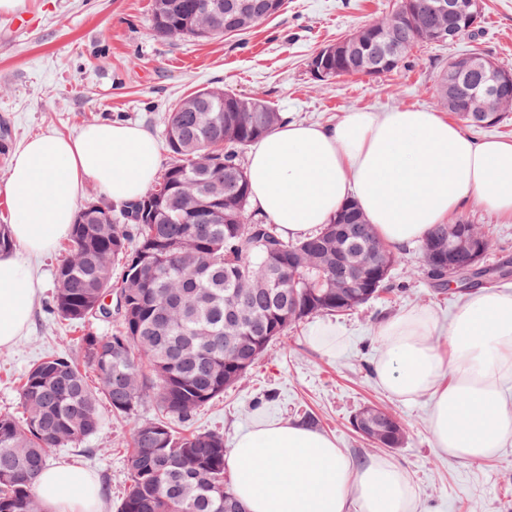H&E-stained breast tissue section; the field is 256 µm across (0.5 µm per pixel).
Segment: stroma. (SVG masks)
<instances>
[{"instance_id":"obj_1","label":"stroma","mask_w":512,"mask_h":512,"mask_svg":"<svg viewBox=\"0 0 512 512\" xmlns=\"http://www.w3.org/2000/svg\"><path fill=\"white\" fill-rule=\"evenodd\" d=\"M153 0H26L25 26L0 14V197L13 154L39 133L77 135L104 120L138 123L156 140L164 118L182 97L205 87L263 98L290 120L333 124L352 111L392 108L447 115L435 83L440 65L471 50L469 38L416 47L409 63L377 79L314 82L308 69L324 45L382 19L397 0H286L284 9L248 33L209 41L165 40L152 27ZM481 52L512 64V0H483ZM463 218L486 232V264L512 266V223L475 205ZM60 240L28 262L41 286L31 322L14 345L0 348V414L21 417L24 372L42 357L66 355L82 362L81 339L110 335L115 319L76 325L53 309L55 273L67 254ZM391 271L392 293L344 315L320 314L273 342L232 388L179 424V431L217 432L232 441L261 418L313 426L334 437L357 461L386 457L402 468L424 506L435 512H512V442L494 458L466 461L441 454L428 429L430 400L407 403L377 385L373 362L379 326L411 308L432 310L439 323L434 341L448 346V322L461 295L433 288L422 270L417 244L402 249ZM323 325L336 328L341 346L326 352L315 341ZM376 406L406 430L397 448H377L353 426L359 409ZM129 425L103 409L99 431L74 448H55L53 464H73L98 480L101 512H116L130 486Z\"/></svg>"}]
</instances>
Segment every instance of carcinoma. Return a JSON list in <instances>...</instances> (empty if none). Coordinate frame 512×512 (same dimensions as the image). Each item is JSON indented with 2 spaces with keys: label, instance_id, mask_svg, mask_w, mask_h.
<instances>
[{
  "label": "carcinoma",
  "instance_id": "carcinoma-1",
  "mask_svg": "<svg viewBox=\"0 0 512 512\" xmlns=\"http://www.w3.org/2000/svg\"><path fill=\"white\" fill-rule=\"evenodd\" d=\"M210 0H164L153 4L155 32L166 39L208 40L238 35L267 19L270 0H253L256 16L226 33V17L204 34L198 17ZM433 0H408L389 17L364 26L358 54L372 60L363 71L356 55L341 52L325 60L326 78L378 77L400 69L415 46L438 42L445 22ZM492 86L506 102L485 121L493 126L512 115V83L500 84L486 71L455 83L450 109L470 127L473 84ZM184 98L165 118L171 162L151 187L156 197L122 205L119 214L95 201V210L74 223L69 257L57 270L53 308L80 323L111 316L105 299L115 296L118 325L109 336L82 339L85 363L96 373L92 389L74 361L48 356L25 374L20 424L0 415V512H43L33 482L51 448L73 446L97 433L100 400L130 425L131 485L118 512H224V437L216 432L185 434L184 421L200 406L234 385L266 347L304 319L350 311L390 291L384 276L371 291L354 283L345 288L329 278L336 241V218L309 237L290 240L275 224L250 211V188L240 154L262 140L286 117L265 100L220 88L188 106ZM219 196L218 205L211 204ZM361 217L367 234L343 243L354 259L380 241L358 205L338 210ZM448 239V225L436 224L422 239ZM122 268L112 281V266ZM195 275L198 288L184 293L183 279ZM455 294H465L509 277L506 268L451 272ZM151 398L156 419H137L139 403ZM153 448L145 458L138 449Z\"/></svg>",
  "mask_w": 512,
  "mask_h": 512
}]
</instances>
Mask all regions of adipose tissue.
<instances>
[{"label":"adipose tissue","mask_w":512,"mask_h":512,"mask_svg":"<svg viewBox=\"0 0 512 512\" xmlns=\"http://www.w3.org/2000/svg\"><path fill=\"white\" fill-rule=\"evenodd\" d=\"M161 164L145 128L119 121L74 137L40 134L12 158L6 188L16 254L0 255V347L27 326L39 288L28 256L69 236L86 183L113 203L142 196ZM251 203L280 233L301 239L354 199L394 247L425 237L432 225L471 203L512 222V141L476 140L426 110L355 111L333 125L290 121L248 156ZM428 310L383 323L373 374L389 394L432 397L429 430L442 454L493 457L512 439V294H470L448 324V349L432 337ZM232 492L247 512H420L407 475L383 457L358 462L322 432L263 420L235 438L227 455ZM33 489L47 512H98L97 488L78 466H48Z\"/></svg>","instance_id":"ef3b65f1"}]
</instances>
